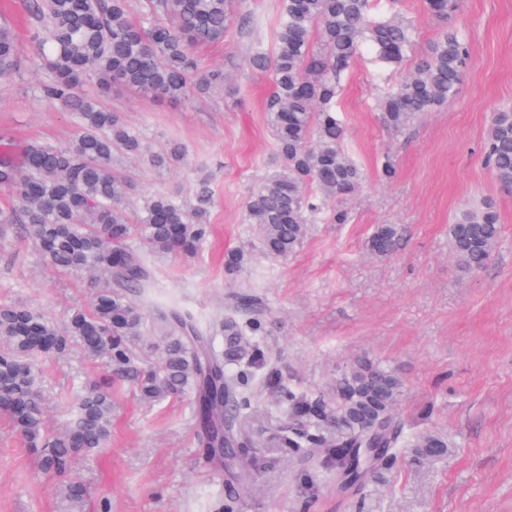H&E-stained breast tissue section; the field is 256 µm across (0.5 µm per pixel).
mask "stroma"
<instances>
[{
  "label": "stroma",
  "mask_w": 512,
  "mask_h": 512,
  "mask_svg": "<svg viewBox=\"0 0 512 512\" xmlns=\"http://www.w3.org/2000/svg\"><path fill=\"white\" fill-rule=\"evenodd\" d=\"M280 0H243L223 43L198 49L201 69L230 74L224 89L192 102L146 98L114 86L88 96L121 113L149 153L177 140L186 165L160 172L147 157L126 161L139 194L177 192L192 201L200 180L213 191L211 234L197 256L153 260L156 293L175 298L202 324L224 317L260 321L265 367H277L289 389L333 401L345 370L368 360L401 381L395 416L409 436L440 435L441 457L414 461L402 449L394 465L369 474L362 489L340 494L335 481L314 479L296 454L271 444L288 417L270 393L255 401L245 431L257 458L253 478L235 488L237 512H512V194L502 192L485 165L481 145L493 112L512 105V0H461L450 24L467 37L470 61L455 98L400 134L379 123L374 99L383 84L412 71L417 53L377 70L355 61L337 109L345 146L365 180L341 202L349 221L308 225L291 255H265L245 222L250 192L272 170L267 120L268 75L250 69L257 52H272ZM374 15L408 17L426 47L437 34L422 0H372ZM14 27L20 66L0 75V144L68 146L78 129L58 102L42 97L45 74L36 57L26 0H0ZM391 159L397 174L378 168ZM495 200L501 235L485 265L463 269L448 226L463 207ZM395 224L400 245L379 257L367 249L376 225ZM248 248L237 277L224 272L226 255ZM92 279L49 268L21 226L0 248V305L36 306L55 320L89 304ZM47 420L64 427L78 395L93 382H112V437L106 449L79 464L91 488L84 512H216L230 473L199 455L188 398L149 405L129 383L80 347L38 365ZM0 512H66L59 483L45 478L21 437L0 418Z\"/></svg>",
  "instance_id": "1"
}]
</instances>
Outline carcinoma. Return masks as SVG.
Returning a JSON list of instances; mask_svg holds the SVG:
<instances>
[{
	"label": "carcinoma",
	"instance_id": "obj_1",
	"mask_svg": "<svg viewBox=\"0 0 512 512\" xmlns=\"http://www.w3.org/2000/svg\"><path fill=\"white\" fill-rule=\"evenodd\" d=\"M439 32L414 71L393 87L379 90L381 125L401 132L423 112L456 96L468 58L466 37L448 27L460 0H423ZM138 22L129 0H30L29 20L36 29L40 65L46 71L43 97L60 101L80 127L66 148L31 144L17 162L0 154V187L12 202L0 206V237L15 224L46 264L60 272L103 276L88 306L72 308L59 323L40 309L0 306V416L8 419L35 455L41 474L62 481L70 512H81L89 495L73 474L76 461L107 447L112 435V391L93 383L77 398L65 428L55 433L45 419L37 361L79 346L134 388L140 400L160 402L189 396L205 456L234 477L250 474L246 453L223 460L214 448L225 404L241 416L252 408L249 374L233 373L245 355L258 349L261 326L228 319L205 328L189 311L156 309L155 323L165 339L158 364L144 361L136 344L146 331V316L132 296L154 287L149 254L194 257L209 235L212 191L201 181L190 206L174 194L155 191L140 200L136 217L129 201L135 186L114 164V152L128 157L144 152L140 136L121 115L82 92L94 79L108 90L124 84L154 98L189 101L224 87L222 69H200L195 49L224 42L232 24L234 0H143ZM370 0H281L272 54H253L250 67L271 76L268 120L275 142L277 171L248 197L245 223L254 225L262 250L292 254L306 226L321 214L345 224L348 214L336 202L353 195L364 172L345 149V124L336 109L343 75L366 52L391 67L415 50L417 30L403 18L370 16ZM19 68L10 24L0 22V74ZM484 159L499 188L512 193V106L494 113L483 144ZM182 145L151 158L158 167L179 166ZM501 233L497 206L485 201L459 213L449 225L451 249L462 267L478 270ZM400 240L395 224H379L368 242L378 256L392 254ZM229 337L215 347V336ZM335 405L290 389L279 403L289 415L277 438L280 448H329L340 457L337 475L362 485L364 470L389 466L404 440L393 418L400 382L388 369L360 362L336 380ZM336 426L328 437L323 424ZM363 448L381 452L365 461ZM440 435L413 441L418 462L446 453Z\"/></svg>",
	"mask_w": 512,
	"mask_h": 512
}]
</instances>
